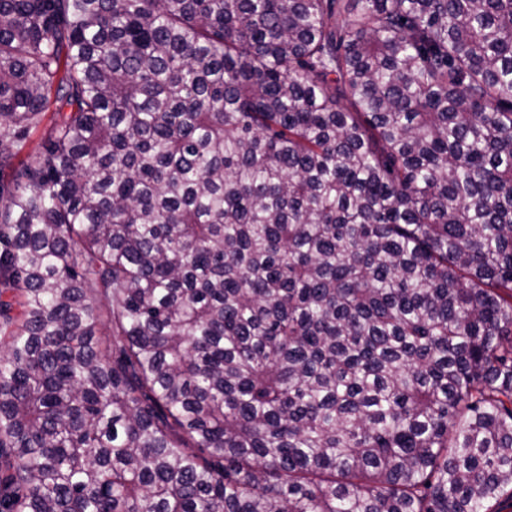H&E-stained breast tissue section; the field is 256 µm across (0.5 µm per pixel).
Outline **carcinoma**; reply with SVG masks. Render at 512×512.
<instances>
[{"label": "carcinoma", "instance_id": "cac0c4a2", "mask_svg": "<svg viewBox=\"0 0 512 512\" xmlns=\"http://www.w3.org/2000/svg\"><path fill=\"white\" fill-rule=\"evenodd\" d=\"M6 292L0 512H493L512 0H0Z\"/></svg>", "mask_w": 512, "mask_h": 512}]
</instances>
